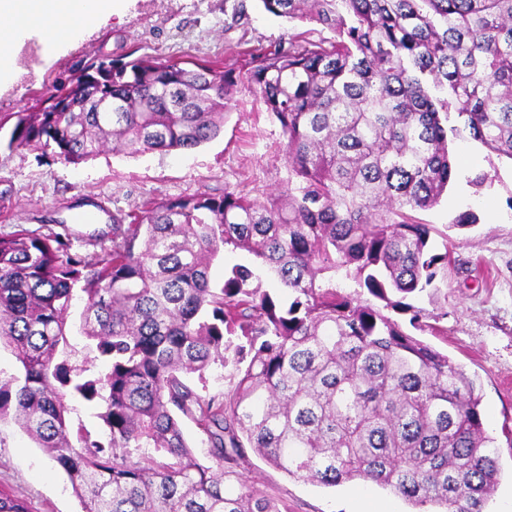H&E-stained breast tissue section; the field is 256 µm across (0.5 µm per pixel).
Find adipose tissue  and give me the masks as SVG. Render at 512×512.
I'll return each instance as SVG.
<instances>
[{
	"label": "adipose tissue",
	"mask_w": 512,
	"mask_h": 512,
	"mask_svg": "<svg viewBox=\"0 0 512 512\" xmlns=\"http://www.w3.org/2000/svg\"><path fill=\"white\" fill-rule=\"evenodd\" d=\"M121 5L122 0H0V87L17 80L20 52L27 42L54 54Z\"/></svg>",
	"instance_id": "obj_1"
}]
</instances>
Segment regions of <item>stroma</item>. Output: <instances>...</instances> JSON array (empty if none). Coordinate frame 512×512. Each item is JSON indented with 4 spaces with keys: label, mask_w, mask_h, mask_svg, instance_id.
Returning <instances> with one entry per match:
<instances>
[{
    "label": "stroma",
    "mask_w": 512,
    "mask_h": 512,
    "mask_svg": "<svg viewBox=\"0 0 512 512\" xmlns=\"http://www.w3.org/2000/svg\"><path fill=\"white\" fill-rule=\"evenodd\" d=\"M293 35L333 37L321 25L269 15L257 0H125L106 23L57 54L46 57L36 45L26 46L23 74L0 90L2 116L34 111L81 68L130 53L188 68L218 64L234 70L237 84L224 104L219 136L190 151L130 157L107 146L73 165L48 150L10 145V128L0 129V235L52 231L69 253L101 259L112 248L111 225L74 221L95 200L128 213L204 192L218 196L231 189L262 198L282 191L288 166L281 127L248 81L240 51ZM448 147L456 175L439 204L418 214L432 227V250L450 254L448 278L439 290L414 299L415 307L438 315L436 331L414 336L477 381L502 472L488 509L512 512V160L468 138L449 137ZM482 173L486 182L474 185ZM465 212L475 213L477 224L453 228ZM84 304L76 297L69 310L65 359L73 368L98 372L102 365L80 333ZM237 472L239 482L267 496L278 512H356L362 500L383 503L391 512L409 509L401 498L358 480L325 487L289 477L254 453ZM0 490L25 500L29 512H82L65 472L11 419L0 423Z\"/></svg>",
    "instance_id": "obj_1"
}]
</instances>
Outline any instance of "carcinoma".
Listing matches in <instances>:
<instances>
[{"label":"carcinoma","mask_w":512,"mask_h":512,"mask_svg":"<svg viewBox=\"0 0 512 512\" xmlns=\"http://www.w3.org/2000/svg\"><path fill=\"white\" fill-rule=\"evenodd\" d=\"M265 12L319 24L249 54L251 83L285 137L287 188L263 200L224 190L112 214V250L93 261L56 233L0 236V343L19 372L0 377L9 417L68 474L83 512H276L231 468L252 450L323 486L370 482L415 508L487 512L501 481L476 383L405 332L388 310L447 280L448 253L414 212L454 177L448 132L512 160V0H259ZM236 84L217 65L187 69L130 54L93 62L32 113L9 145L68 164L97 155L189 150L216 138ZM103 99L112 111L98 112ZM463 129H448L450 110ZM239 250L211 286L212 261ZM259 268L288 303L252 286ZM351 270L374 305L341 293ZM85 295L80 333L102 373L57 360ZM236 336L238 343L225 339ZM235 369L204 396L185 382ZM94 405L103 436L70 438L65 392ZM207 437L213 465L180 416ZM0 512H28L0 491ZM252 259L242 251L231 252L225 250L224 255L220 253L211 265V280L215 288H220L224 282V271H228L235 264H244L249 266ZM182 427L188 444L192 448L197 459L205 466L212 465V459L208 454L206 436L198 425L190 420L183 418Z\"/></svg>","instance_id":"cac0c4a2"}]
</instances>
